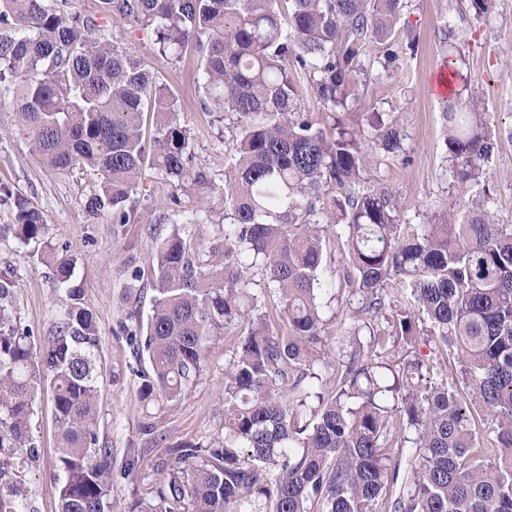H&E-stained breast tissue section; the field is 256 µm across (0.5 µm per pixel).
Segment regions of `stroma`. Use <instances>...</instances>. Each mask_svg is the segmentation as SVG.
<instances>
[{
  "label": "stroma",
  "instance_id": "35a3bbf8",
  "mask_svg": "<svg viewBox=\"0 0 512 512\" xmlns=\"http://www.w3.org/2000/svg\"><path fill=\"white\" fill-rule=\"evenodd\" d=\"M70 12L92 21L104 40L142 58L176 94L179 119L191 133L193 164L212 185L201 203L186 211L168 206L169 183L160 171L146 170L127 204L130 221L112 223L89 203L100 192V178L88 168L58 171L44 165L17 129L12 92L0 87V272L17 285L16 311L22 327L48 336L67 305L51 278L53 254L76 259L75 279L82 302L99 327L95 355L99 367L100 445L112 450V512H130L133 504L163 485L182 448L209 447L224 435V370L240 334L228 328L205 347L203 372L179 399L143 406L138 388L149 371L147 356L133 342L151 312V257L173 231L196 249L211 268L224 266L214 250L224 224V168L233 156L229 133L217 113L202 105V70L193 53L181 59L156 56L150 33L132 19L104 13L100 0H69ZM399 58L383 68L382 48L369 44L361 58L372 78L356 104L322 118L326 132L334 121L365 125L370 113L396 120L404 151L383 158L366 174L367 185H387L400 204L406 224L427 223L448 205L452 177L445 148L443 101L430 76L445 58L456 61L454 90L476 97L494 121L497 147L488 165L479 203L512 224V0H493L476 16L471 0H405L392 37ZM37 207L45 221V241L24 243L7 233L17 200ZM31 436L37 457L26 462L23 479L29 512H59L51 477L58 457V428L52 385L43 382L34 403Z\"/></svg>",
  "mask_w": 512,
  "mask_h": 512
}]
</instances>
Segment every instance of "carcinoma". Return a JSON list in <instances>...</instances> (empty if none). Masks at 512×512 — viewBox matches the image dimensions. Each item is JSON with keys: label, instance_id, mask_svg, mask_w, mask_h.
Returning <instances> with one entry per match:
<instances>
[{"label": "carcinoma", "instance_id": "obj_1", "mask_svg": "<svg viewBox=\"0 0 512 512\" xmlns=\"http://www.w3.org/2000/svg\"><path fill=\"white\" fill-rule=\"evenodd\" d=\"M101 3L150 30L160 56L194 50L211 107L230 117L235 151L224 168V268L197 259L177 230L158 244L139 341L151 365L139 387L148 406L195 384L209 337L247 326L224 373V437L185 449L138 512H512V224L466 200L494 148L487 113L472 97L448 105V210L403 224L390 188L363 186L375 160L402 151L396 122L374 113L367 133L341 126L329 136L304 102L306 89L334 116L358 95L370 39L385 45L384 67L398 60L390 40L400 0ZM65 6L0 0V83L13 86L19 131L53 169L96 171L102 194L90 206L114 224L129 223L126 204L148 165L171 183L169 205L180 206L209 180L189 166L191 135L170 88ZM9 230L37 241L43 215L20 200ZM334 242L348 261L333 272ZM75 267L71 257L53 260L68 305L44 339L17 324L15 281L0 275V512H27L19 473L36 454L30 418L45 379L60 436L61 512H112V450L98 445V326ZM253 269L279 295L282 331L260 311ZM334 300L350 311L354 349L336 366L335 389L311 394ZM419 320L439 358L397 370L381 352L391 338H418ZM450 356L462 394L446 377L425 382ZM479 420L495 448L477 443ZM407 446L404 476L391 450Z\"/></svg>", "mask_w": 512, "mask_h": 512}]
</instances>
